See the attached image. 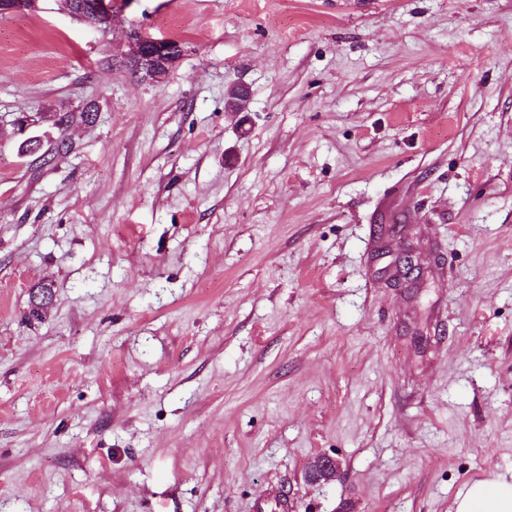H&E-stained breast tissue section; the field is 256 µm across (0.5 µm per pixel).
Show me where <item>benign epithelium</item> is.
Wrapping results in <instances>:
<instances>
[{"instance_id":"1","label":"benign epithelium","mask_w":512,"mask_h":512,"mask_svg":"<svg viewBox=\"0 0 512 512\" xmlns=\"http://www.w3.org/2000/svg\"><path fill=\"white\" fill-rule=\"evenodd\" d=\"M39 0H0V12H22L37 9ZM64 9L75 20L95 29L109 26L112 20L108 0H61ZM128 50L124 53L127 66L134 68L140 79L160 83L182 58L185 47L167 38H156L132 29L126 35ZM341 471L340 461L330 455L314 457L308 464L307 476L313 482H329Z\"/></svg>"}]
</instances>
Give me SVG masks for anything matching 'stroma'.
Returning a JSON list of instances; mask_svg holds the SVG:
<instances>
[{
	"mask_svg": "<svg viewBox=\"0 0 512 512\" xmlns=\"http://www.w3.org/2000/svg\"><path fill=\"white\" fill-rule=\"evenodd\" d=\"M111 5L0 15V512H450L512 476V0ZM132 28L184 44L164 82ZM60 2L73 19L97 30L106 28L111 23V8L106 0H61ZM340 471L341 463L337 458L322 454L311 459L307 468V476L313 482H329L336 480Z\"/></svg>",
	"mask_w": 512,
	"mask_h": 512,
	"instance_id": "1",
	"label": "stroma"
}]
</instances>
